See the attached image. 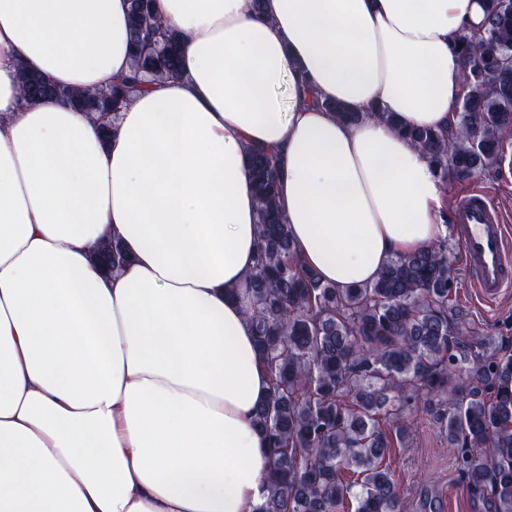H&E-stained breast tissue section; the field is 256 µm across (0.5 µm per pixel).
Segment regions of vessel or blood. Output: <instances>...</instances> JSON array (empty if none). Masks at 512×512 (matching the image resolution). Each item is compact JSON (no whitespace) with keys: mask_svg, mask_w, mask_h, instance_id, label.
Wrapping results in <instances>:
<instances>
[{"mask_svg":"<svg viewBox=\"0 0 512 512\" xmlns=\"http://www.w3.org/2000/svg\"><path fill=\"white\" fill-rule=\"evenodd\" d=\"M454 232L474 287L487 299L512 287V234L499 212L479 195L458 201Z\"/></svg>","mask_w":512,"mask_h":512,"instance_id":"b4317fda","label":"vessel or blood"}]
</instances>
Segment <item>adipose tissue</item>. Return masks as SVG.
<instances>
[{
	"label": "adipose tissue",
	"instance_id": "adipose-tissue-1",
	"mask_svg": "<svg viewBox=\"0 0 512 512\" xmlns=\"http://www.w3.org/2000/svg\"><path fill=\"white\" fill-rule=\"evenodd\" d=\"M252 3L156 0L181 74L107 138L65 102L21 105L17 74L91 92L128 73L129 0H0V512H254L271 381L235 294L250 147L324 282L371 283L445 231L444 186L398 129L456 132L454 45L483 0ZM112 241L128 262L109 271Z\"/></svg>",
	"mask_w": 512,
	"mask_h": 512
}]
</instances>
